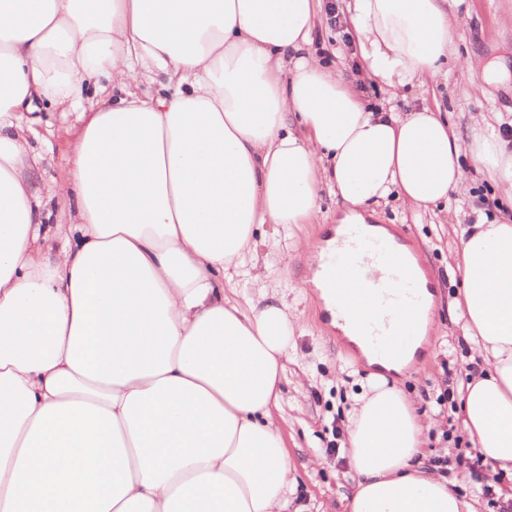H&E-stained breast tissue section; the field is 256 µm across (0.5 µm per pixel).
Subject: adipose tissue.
Wrapping results in <instances>:
<instances>
[{"instance_id": "ef3b65f1", "label": "adipose tissue", "mask_w": 512, "mask_h": 512, "mask_svg": "<svg viewBox=\"0 0 512 512\" xmlns=\"http://www.w3.org/2000/svg\"><path fill=\"white\" fill-rule=\"evenodd\" d=\"M452 0H349L360 56L395 89L435 80ZM322 0H0V512H288L272 419L295 321L228 294L265 224H305L322 187L364 224L397 196L448 200L471 154L512 191L488 116L387 112L311 50ZM163 94L137 93L142 70ZM51 223L38 104L86 88ZM62 238L51 249L52 238ZM457 317L478 374L458 412L512 476V217L462 225ZM424 426L384 377L347 413L348 512H475L422 461Z\"/></svg>"}]
</instances>
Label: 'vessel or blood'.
<instances>
[{"label":"vessel or blood","instance_id":"obj_1","mask_svg":"<svg viewBox=\"0 0 512 512\" xmlns=\"http://www.w3.org/2000/svg\"><path fill=\"white\" fill-rule=\"evenodd\" d=\"M418 253L366 224H339L326 238L311 286L327 312L346 321L370 352L389 359L420 334L430 286L415 267Z\"/></svg>","mask_w":512,"mask_h":512}]
</instances>
